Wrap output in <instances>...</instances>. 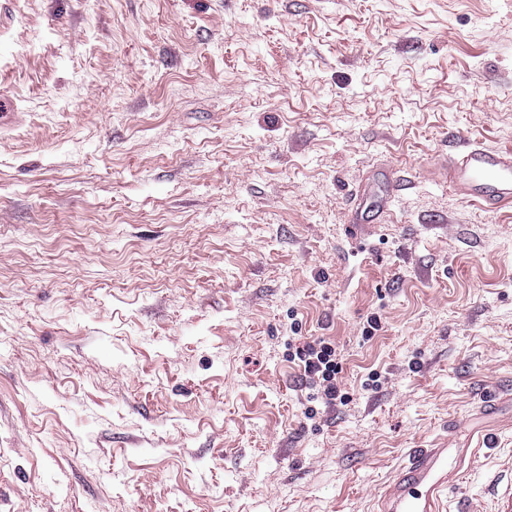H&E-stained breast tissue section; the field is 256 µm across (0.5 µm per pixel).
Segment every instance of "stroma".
<instances>
[{
  "instance_id": "obj_1",
  "label": "stroma",
  "mask_w": 512,
  "mask_h": 512,
  "mask_svg": "<svg viewBox=\"0 0 512 512\" xmlns=\"http://www.w3.org/2000/svg\"><path fill=\"white\" fill-rule=\"evenodd\" d=\"M1 97L0 512H375L479 440L494 512L512 207L446 170L512 148V0H0ZM393 191V182L389 177L387 172L382 173L381 179V187L380 194L377 202L372 207H366L358 204L353 220L349 224H354L355 226L351 227V229L355 232L356 228L361 224H374L379 214L383 212L384 208H386L389 198L391 197V193ZM336 344L322 337L310 338L296 348L294 355L288 357L290 362L297 359L304 379L317 388V397L325 404L343 403L347 393L340 383L341 362L337 358Z\"/></svg>"
}]
</instances>
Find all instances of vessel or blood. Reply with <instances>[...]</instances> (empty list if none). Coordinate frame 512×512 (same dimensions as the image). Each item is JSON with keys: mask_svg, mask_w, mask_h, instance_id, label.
I'll return each mask as SVG.
<instances>
[{"mask_svg": "<svg viewBox=\"0 0 512 512\" xmlns=\"http://www.w3.org/2000/svg\"><path fill=\"white\" fill-rule=\"evenodd\" d=\"M448 184L463 198L496 209L512 203V149L469 143L448 158ZM393 182L382 177L374 206H357L354 225L371 224L386 208ZM476 449L415 448L378 501L377 512H443L449 489L456 486Z\"/></svg>", "mask_w": 512, "mask_h": 512, "instance_id": "b4317fda", "label": "vessel or blood"}]
</instances>
